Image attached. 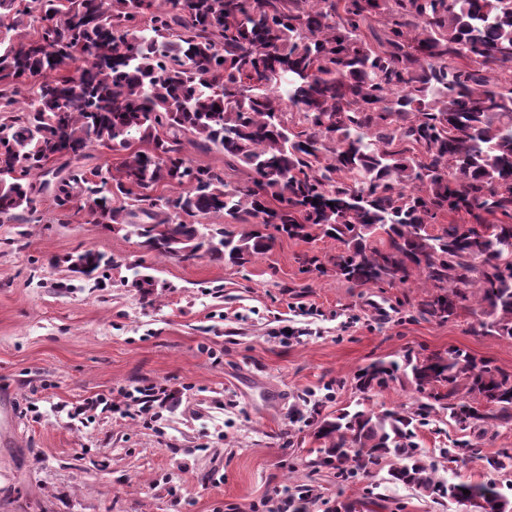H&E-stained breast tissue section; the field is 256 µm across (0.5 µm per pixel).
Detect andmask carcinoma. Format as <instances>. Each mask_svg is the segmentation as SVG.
<instances>
[{
	"instance_id": "1",
	"label": "carcinoma",
	"mask_w": 512,
	"mask_h": 512,
	"mask_svg": "<svg viewBox=\"0 0 512 512\" xmlns=\"http://www.w3.org/2000/svg\"><path fill=\"white\" fill-rule=\"evenodd\" d=\"M506 70L512 0H0V224L40 221L48 191L63 224H127L159 255L243 266L275 238L206 220L261 217L290 239L341 243L333 271L354 286L416 274L420 316L472 307L474 333L512 338ZM95 146L125 156L79 164ZM240 166L247 180H227ZM68 262L95 280L112 266L93 250ZM127 270L154 294L152 276ZM399 379L427 402L317 421L309 466L384 469L391 485L512 512L500 484L450 481L416 442L440 408L474 436L457 447L477 450L512 423V375L450 348L372 363L357 386Z\"/></svg>"
}]
</instances>
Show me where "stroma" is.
<instances>
[{
  "label": "stroma",
  "mask_w": 512,
  "mask_h": 512,
  "mask_svg": "<svg viewBox=\"0 0 512 512\" xmlns=\"http://www.w3.org/2000/svg\"><path fill=\"white\" fill-rule=\"evenodd\" d=\"M41 222L0 224V512H277L282 491L311 487L307 512L377 487L363 512H457L455 503L384 482L383 472L339 483L308 463L319 443L307 419L363 404L415 408L422 394L394 382L368 394L359 369L406 351L451 347L512 373V338L477 336L469 312L440 323L421 317L419 278L396 288L355 287L303 272L307 251L329 260L330 239L279 237L264 257L238 267L204 257L193 264L142 244L133 227L112 230L56 219L44 198ZM93 249L118 266L102 285L71 273L64 256ZM158 280L154 303L125 282L127 265ZM156 383L176 403L160 419L117 412L69 419L65 409ZM460 434L443 413L418 427L423 453L454 480L512 483L487 457L512 450V424L478 453L450 463L439 451Z\"/></svg>",
  "instance_id": "obj_1"
}]
</instances>
